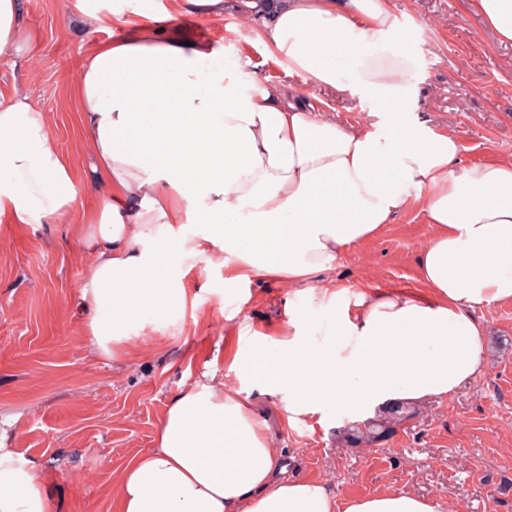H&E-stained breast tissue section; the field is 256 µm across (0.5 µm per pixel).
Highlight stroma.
Instances as JSON below:
<instances>
[{
    "label": "stroma",
    "mask_w": 512,
    "mask_h": 512,
    "mask_svg": "<svg viewBox=\"0 0 512 512\" xmlns=\"http://www.w3.org/2000/svg\"><path fill=\"white\" fill-rule=\"evenodd\" d=\"M22 21L36 36L35 65L13 67L0 56V100L24 89L45 112L63 154L86 177L73 78L96 44L123 35L113 17L135 20L140 0H21ZM397 26L378 45L359 44L339 64L346 92L318 91L288 75L241 25L234 9L223 16L187 15L179 32L222 43L221 63L291 91L338 124L371 122V105L353 90L375 58L399 62L400 83L413 92L420 119L460 142L462 164L512 157V45L499 44L468 0H390ZM109 19L97 29L78 19L81 5ZM432 234L418 209L400 212L370 242L339 256L308 283L264 279L240 290L224 279V256L197 259L191 274L200 293L194 315L174 316L163 333L136 338L127 355H93L78 311L87 262L82 227L15 224L0 217V444L41 462L56 512H114L125 465L155 446L156 428L170 401L217 371L228 387L239 381L229 362L241 333L273 335L289 310L311 322L303 341L323 343L333 309L325 289H415L417 258ZM487 329L485 371L452 399L418 407L385 440L355 444L351 426L368 410L326 404L287 423L280 394L253 391L256 410L281 453L286 475L319 478L338 497L386 488L447 495L455 512H512V304L478 308Z\"/></svg>",
    "instance_id": "stroma-1"
}]
</instances>
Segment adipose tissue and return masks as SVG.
I'll use <instances>...</instances> for the list:
<instances>
[{
    "label": "adipose tissue",
    "mask_w": 512,
    "mask_h": 512,
    "mask_svg": "<svg viewBox=\"0 0 512 512\" xmlns=\"http://www.w3.org/2000/svg\"><path fill=\"white\" fill-rule=\"evenodd\" d=\"M234 5L268 55L317 89L343 90L336 66L354 39L381 41L396 19L388 0H167L83 61L75 88L91 159L78 179L45 112L23 91L0 102V215L55 224L75 215L92 264L81 285L85 334L97 356L126 354L134 331H160L193 292L196 258L224 255V278L309 282L349 247L374 239L417 206L432 235L418 255L421 288H345L325 345L301 341L290 311L282 338L248 340L229 368L288 396L289 420L326 403L375 407L446 399L485 369L476 308L512 303V159L461 166V146L410 110L397 70L358 80L377 108L353 131L317 116L281 88L236 69L202 78L219 58L209 41L185 44L169 22L223 15ZM512 43V0H470ZM32 34L19 0H0V55L26 59ZM106 186L81 209L86 183ZM202 224L207 232L188 236ZM152 450L133 458L116 512H453L446 495L385 489L338 499L324 481L282 479L254 402L222 381L193 385L169 404ZM0 512H55L37 461L0 447Z\"/></svg>",
    "instance_id": "obj_1"
}]
</instances>
